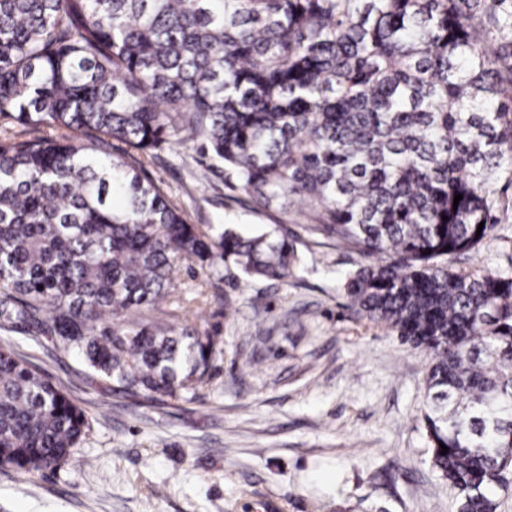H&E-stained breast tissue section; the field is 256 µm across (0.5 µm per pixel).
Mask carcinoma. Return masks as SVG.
Instances as JSON below:
<instances>
[{
    "mask_svg": "<svg viewBox=\"0 0 512 512\" xmlns=\"http://www.w3.org/2000/svg\"><path fill=\"white\" fill-rule=\"evenodd\" d=\"M191 144L256 207H298L368 259L348 308L430 355L431 466L457 512H498L512 273L448 261L494 238L512 183V0H0V330L75 353L114 391L195 400L224 336L142 311L179 304L181 268L286 281L301 256L276 229L186 222L143 173ZM90 430L0 344V466L56 470Z\"/></svg>",
    "mask_w": 512,
    "mask_h": 512,
    "instance_id": "carcinoma-1",
    "label": "carcinoma"
}]
</instances>
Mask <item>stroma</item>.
Returning a JSON list of instances; mask_svg holds the SVG:
<instances>
[{
	"label": "stroma",
	"mask_w": 512,
	"mask_h": 512,
	"mask_svg": "<svg viewBox=\"0 0 512 512\" xmlns=\"http://www.w3.org/2000/svg\"><path fill=\"white\" fill-rule=\"evenodd\" d=\"M145 174L188 223L284 225L303 262L285 282L241 288L225 275L204 306L193 300L203 274H181L170 324H217L224 337L211 385L190 403L112 392L74 354L9 333L92 429L61 469L27 479L0 466V512H455L429 462L428 353L347 307L340 278L359 252L306 230L301 212L255 209L197 146L157 149ZM511 254L512 212L461 265L499 272Z\"/></svg>",
	"instance_id": "35a3bbf8"
}]
</instances>
